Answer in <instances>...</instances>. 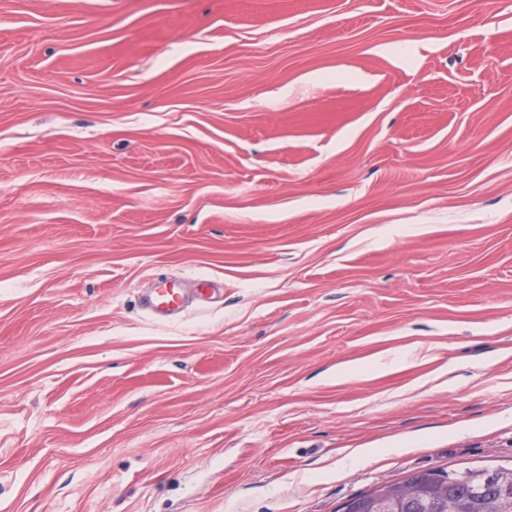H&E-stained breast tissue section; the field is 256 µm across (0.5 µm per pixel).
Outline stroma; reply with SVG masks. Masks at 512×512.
Instances as JSON below:
<instances>
[{
  "label": "stroma",
  "instance_id": "35a3bbf8",
  "mask_svg": "<svg viewBox=\"0 0 512 512\" xmlns=\"http://www.w3.org/2000/svg\"><path fill=\"white\" fill-rule=\"evenodd\" d=\"M162 277L216 291L157 319ZM472 464L512 465V0H0V512Z\"/></svg>",
  "mask_w": 512,
  "mask_h": 512
}]
</instances>
